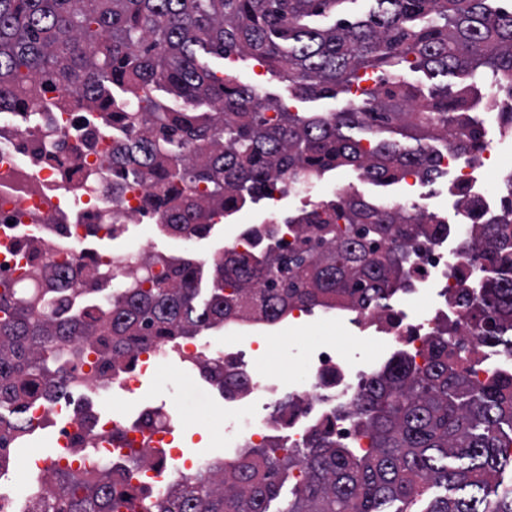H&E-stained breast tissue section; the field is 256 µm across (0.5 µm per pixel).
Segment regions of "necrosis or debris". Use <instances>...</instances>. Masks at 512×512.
Wrapping results in <instances>:
<instances>
[{"label":"necrosis or debris","mask_w":512,"mask_h":512,"mask_svg":"<svg viewBox=\"0 0 512 512\" xmlns=\"http://www.w3.org/2000/svg\"><path fill=\"white\" fill-rule=\"evenodd\" d=\"M118 141L102 131L96 113L82 98L55 109L50 97L30 102L22 112L0 114V278L41 287L56 278L61 266H69L76 286L59 304L57 319L68 320L94 308L106 309L111 290L95 291L90 280L101 268L114 266L112 255L89 248L91 233H104L115 224L136 223L160 227L163 219L140 207L139 192H130L115 204L112 186L118 178L112 168V152ZM495 152L485 143L477 159L442 152L440 166L453 174L474 207L455 202L443 216L447 233L413 245V264L397 306L347 309L344 320L358 332L385 339L398 352L425 350L431 336L443 325L456 330L453 349L474 381L497 372H512V346L486 349L475 337L471 312L480 298L476 281L467 269L475 253L471 234L474 217L490 222L502 205L501 190L512 185V167L495 170V189H488L484 167ZM97 177L87 181V170ZM282 179L272 180L265 192L266 216L261 223L246 225L227 242L228 249L260 253L267 246L288 249L295 240L293 229L280 216ZM251 336H228L216 341L192 336L176 344L157 342L140 352L127 366L105 368L94 353L75 358L61 356L51 385L27 397L33 426L50 427L59 448L50 459L36 461L37 477L31 491L56 472L68 469L96 474L103 460L113 465L138 458L129 483L151 499L166 497L182 480L233 465L241 449L264 448L279 443L281 453L304 447L315 429L351 448L366 445L356 415L361 383L371 376V364L360 363L325 345L295 362L297 379L283 386L263 372ZM193 365L223 364L232 380L218 388L225 413L255 409L248 427L225 428L223 456L204 453L185 457L174 443L171 416L150 406L145 387L151 375L171 357ZM290 400L292 409L281 416L268 410ZM287 429L288 437L276 441L275 433Z\"/></svg>","instance_id":"obj_1"}]
</instances>
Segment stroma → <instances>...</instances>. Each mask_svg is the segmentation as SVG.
Segmentation results:
<instances>
[{
	"instance_id": "obj_1",
	"label": "stroma",
	"mask_w": 512,
	"mask_h": 512,
	"mask_svg": "<svg viewBox=\"0 0 512 512\" xmlns=\"http://www.w3.org/2000/svg\"><path fill=\"white\" fill-rule=\"evenodd\" d=\"M209 66L216 71L234 69L240 80L254 86L260 94L289 104L295 112H336L350 105L349 97L342 93L333 99L298 101L292 97L288 81L272 76L265 67L250 57L231 61L214 57L211 58ZM451 181V175L446 174L435 181H424L414 187L405 181L383 185L368 180L356 167L346 166L314 180L311 187L290 189L284 199L282 212L286 215L292 214L310 204L332 198L339 188L377 205L396 201L408 202L417 195L428 194L432 196L436 208L442 210L448 206V187ZM261 210V203L249 204L241 212L216 224L205 238L181 239L156 233L154 248L175 257H209L224 248L227 236L239 230L241 225L255 223ZM325 344L350 357L373 363L378 368L389 362L392 356L382 340L361 336L348 325L323 320L316 315L307 324L290 331L287 337L262 341L261 347L267 368L276 372L281 380L288 381L294 376V369L287 358L288 353L295 349L305 351ZM178 380L184 381L185 388L175 398L168 394L166 386ZM205 383L206 379L197 367L174 360L163 366L156 378L149 380L148 395L151 403L165 404L172 411L173 422L181 434L185 448L193 453L220 455L224 452L222 433L225 424L247 425L253 418V412L243 409L230 417L228 423L213 422L211 408L219 402L220 397L216 394H202L200 388Z\"/></svg>"
}]
</instances>
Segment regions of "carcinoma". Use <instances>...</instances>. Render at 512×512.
I'll use <instances>...</instances> for the list:
<instances>
[{
  "label": "carcinoma",
  "instance_id": "cac0c4a2",
  "mask_svg": "<svg viewBox=\"0 0 512 512\" xmlns=\"http://www.w3.org/2000/svg\"><path fill=\"white\" fill-rule=\"evenodd\" d=\"M0 0V108L12 111L49 90L81 92L102 121L127 139L112 162L122 189L148 187L143 209L164 218L174 237L210 234L224 216L262 197L270 179L308 183L355 166L376 183L413 173L433 181L440 141L463 156L479 149L472 115L478 82L489 78L512 100V0ZM251 56L288 80L300 98L360 91L341 112L302 116L232 74L210 70L207 56ZM430 79L474 81L425 89ZM373 81L374 87L364 86ZM183 102L167 105L153 92ZM375 134L369 146L347 134ZM397 134L416 142L406 148ZM499 217L475 237L492 267L472 326L483 344L512 331V188ZM297 242L284 252L223 250L206 262L152 255L147 274L118 262L110 322L86 313L58 322L17 282L0 280V440L31 431L17 391L45 383L54 346L99 331L112 343L102 360H125L152 340H181L231 322L269 323L300 308L384 307L405 285L409 248L446 231L416 210L384 209L353 195L317 202L288 216ZM446 329L424 363L400 353L365 381L356 412L369 448H343L317 431L284 457L249 448L220 478L202 475L149 512H270L289 472L303 479L283 512H404L435 487L446 495L425 512H512V373L475 385L448 362ZM127 475L93 482L63 472L45 484L32 512H138L141 495Z\"/></svg>",
  "mask_w": 512,
  "mask_h": 512
}]
</instances>
